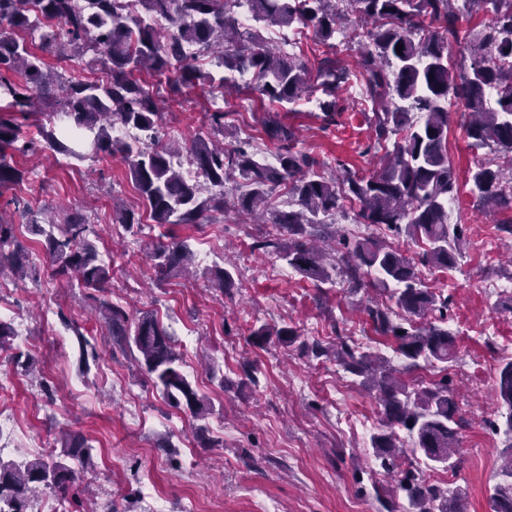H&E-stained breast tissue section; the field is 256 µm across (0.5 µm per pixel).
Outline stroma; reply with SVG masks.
<instances>
[{"label": "stroma", "instance_id": "35a3bbf8", "mask_svg": "<svg viewBox=\"0 0 512 512\" xmlns=\"http://www.w3.org/2000/svg\"><path fill=\"white\" fill-rule=\"evenodd\" d=\"M336 101L342 114L326 128L318 107L304 102L272 105L246 89L215 98L197 85L165 95L160 132L181 142L207 133V111L217 105L226 112L225 147L248 143L264 158L278 153L262 129L271 114L294 131L296 149L324 169L342 165L370 175L381 156L372 147V105L351 95L346 83ZM448 158L461 184L448 221L462 229V254L448 274L425 267L421 278L452 296L448 327L458 337L459 358L450 374L466 421L464 463L454 485L467 494V512H490L489 492L501 481L499 455L512 440L486 425L505 412L495 385L500 364L512 359V235L501 230L512 225V209L484 208L472 197L471 170L500 159L469 148L453 106ZM12 159L26 176L0 189V211L17 196L39 209L79 212L93 224L97 251L113 260L109 301L136 317L153 314L173 333L184 371L211 407L205 437L223 444L204 447L189 415L170 407L134 369L86 289L49 281L39 266L26 283L0 282V319L26 326L11 350H0V377L13 383L0 400V412L10 417L0 429V458L31 460L45 449L56 455L62 432L82 434L93 447L92 464L61 498V512H183L190 502L196 512H260L268 501L277 512H383L377 497L390 495L394 480L377 475L368 454L381 417L374 393L335 363L315 365L274 339L261 347L249 340L261 325L285 323L305 339L362 336L365 350L391 355L390 341L374 333L363 311L385 301L383 289L351 294L342 283L318 289L275 255L251 251L254 239L272 227L236 210L231 182L223 212L199 227L171 228L198 254L194 275L158 278L150 244L160 229L126 163L106 158L66 165L17 151ZM118 205L134 210L141 224L128 230L114 224ZM228 258L235 286L223 294L211 278ZM491 284L498 292H488ZM66 317L76 329L63 325ZM84 339L95 345L97 359L83 358ZM249 368L255 380L246 377ZM133 406L139 419L128 415ZM164 441L169 449H161Z\"/></svg>", "mask_w": 512, "mask_h": 512}]
</instances>
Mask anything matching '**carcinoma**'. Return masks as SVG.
<instances>
[{
  "label": "carcinoma",
  "mask_w": 512,
  "mask_h": 512,
  "mask_svg": "<svg viewBox=\"0 0 512 512\" xmlns=\"http://www.w3.org/2000/svg\"><path fill=\"white\" fill-rule=\"evenodd\" d=\"M0 0V101L16 112L38 102H56V118L74 131L65 135L51 123L39 127L29 145L74 161L101 154L129 166L133 183L159 227L201 224L210 211H224V186L234 174L246 190L234 197L241 213L272 224L277 233L257 240L254 248L274 252L316 286L333 283L339 270L348 291L367 287L371 273L390 288L392 305L372 304L365 312L376 333L393 340L392 359L362 352L345 336L334 346L320 340L299 341L291 326L261 325L250 341L262 346L271 339L294 345L310 360L332 358L344 371L361 378L376 392L381 426L370 437L371 457L378 470L396 477L392 496L405 504L386 512H466V494L430 483L422 470L406 462L407 453L432 468L456 472L462 463L465 421L460 414L448 368L457 361L456 335L448 329V297L424 288L417 264L452 269L461 254L458 225L448 223V202L458 197L457 175L448 161V107L456 105L469 146L501 153L512 165V0ZM257 24L241 30L239 10ZM490 14L478 27L462 18L473 10ZM350 22V40L366 38L373 49L361 55L359 75L373 104L370 118L375 142L392 141L380 166L368 177L348 170L326 174L310 155L294 150L292 129L274 117L263 125L267 138L280 144L274 165L241 147L228 149L196 135L182 146L159 144L162 118L158 92L140 83L134 73L149 69L175 73L169 91L199 82L222 90L240 87L235 74H250V88L272 104H291L315 89L317 106L328 125L340 115L336 88L348 79L331 40ZM287 31L311 28L327 48L316 70L297 56L278 52L260 27ZM38 34L42 49L66 61L92 55L91 62L107 71L104 81L60 80L34 54L18 33ZM403 46L396 53V46ZM202 51L215 71L191 61L187 49ZM19 74L18 83L13 75ZM131 127L139 136L112 135ZM19 140L18 127L0 118V187L17 183L23 172L10 163L7 150ZM189 153L199 183L183 176L174 158ZM470 192L485 206L512 207V182L501 168H478ZM288 186V210L270 207L272 192ZM207 188L218 192L204 195ZM358 208L362 224L384 225L395 234L421 241L428 248L410 258L389 242L336 238L327 219L343 212L345 203ZM29 216L30 234L43 238L51 278L77 282L90 290L95 310L112 341L137 353L135 361L163 399L196 421L207 418L210 405L182 369L173 335L156 318L134 320L107 300L112 288V262L100 257L88 239L89 225L76 213L62 219ZM288 235L284 243L280 233ZM151 257L158 277L185 271L195 263L188 240L171 238L153 245ZM20 279L36 272L29 253L17 243L14 227L0 219V275ZM439 368L434 379L418 384L405 376L421 364ZM496 396L508 408L507 432L512 434V360L501 364ZM405 431L412 448L401 445ZM58 459L36 458L17 463L0 458V512H27L40 488L66 494L76 478L75 466L90 462L92 447L78 434L66 435ZM491 512H512V482L493 487Z\"/></svg>",
  "instance_id": "cac0c4a2"
}]
</instances>
